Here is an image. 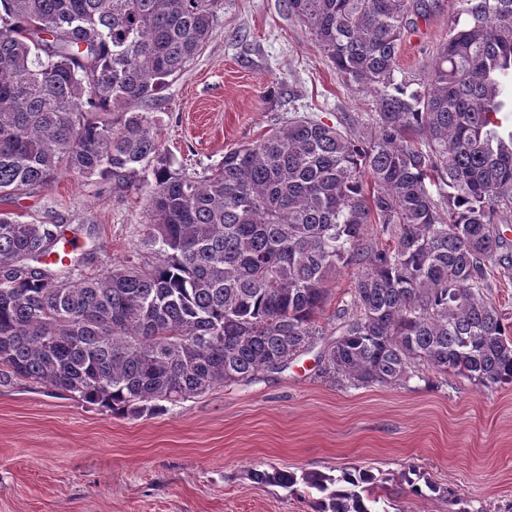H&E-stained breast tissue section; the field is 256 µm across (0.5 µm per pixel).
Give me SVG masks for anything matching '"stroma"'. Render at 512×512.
I'll list each match as a JSON object with an SVG mask.
<instances>
[{
    "instance_id": "stroma-1",
    "label": "stroma",
    "mask_w": 512,
    "mask_h": 512,
    "mask_svg": "<svg viewBox=\"0 0 512 512\" xmlns=\"http://www.w3.org/2000/svg\"><path fill=\"white\" fill-rule=\"evenodd\" d=\"M446 0L407 27L396 78L421 88L446 38ZM283 0H222L212 37L149 112L174 168L202 172L289 117L335 123L369 113ZM154 183L129 187L69 174L24 191L8 211L54 217L105 269L153 256L144 237ZM325 345L281 372L218 386L155 414L123 416L44 386L0 387V512H311L307 497L254 482L252 470H371L385 512H448L411 496L407 469L454 491L468 512H512V385L486 388L426 371L392 387H338L319 374Z\"/></svg>"
}]
</instances>
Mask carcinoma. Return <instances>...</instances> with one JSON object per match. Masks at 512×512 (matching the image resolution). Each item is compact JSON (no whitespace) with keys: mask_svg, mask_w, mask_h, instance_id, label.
Segmentation results:
<instances>
[{"mask_svg":"<svg viewBox=\"0 0 512 512\" xmlns=\"http://www.w3.org/2000/svg\"><path fill=\"white\" fill-rule=\"evenodd\" d=\"M285 2L376 112L293 116L188 174L140 108L202 53L220 0H0V200L63 171L119 184L150 165L156 246L150 262L51 267L63 225L1 211L0 386L28 380L136 416L280 372L323 335L328 284L350 265L361 270L320 356L326 381L395 385L423 365L512 384V321L489 295L490 272L512 269L499 229L512 224V131L496 130L512 0H460L466 21L411 93L398 43L434 0ZM250 477L303 483L321 494L313 512H379L369 469Z\"/></svg>","mask_w":512,"mask_h":512,"instance_id":"carcinoma-1","label":"carcinoma"}]
</instances>
